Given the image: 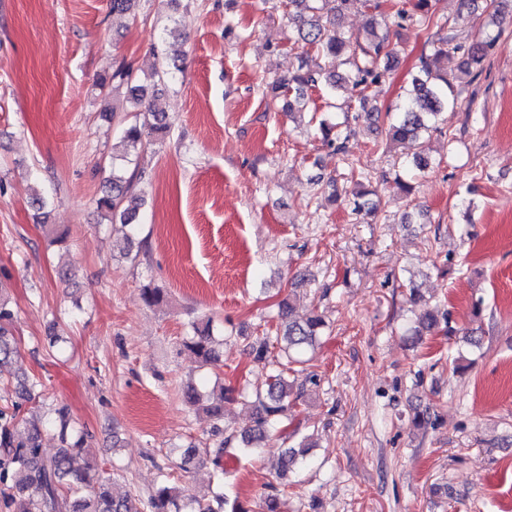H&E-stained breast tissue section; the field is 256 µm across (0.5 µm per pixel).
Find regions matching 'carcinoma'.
<instances>
[{"label": "carcinoma", "mask_w": 512, "mask_h": 512, "mask_svg": "<svg viewBox=\"0 0 512 512\" xmlns=\"http://www.w3.org/2000/svg\"><path fill=\"white\" fill-rule=\"evenodd\" d=\"M285 3L288 19L303 42L304 59L294 74L270 86L271 102L284 99V112L307 105L311 89L332 95L336 89L349 84L356 95L354 104L347 105L351 114L345 119H373L379 109L372 104L370 91L391 75L392 63L398 57L400 30L411 25L436 28L428 47L418 58L416 73L395 112L385 113L387 145L399 151L403 169V174L394 178V184L403 197H411L415 181L431 166V160L424 154L423 135L437 130L438 117L448 108L457 106L455 82L462 74L482 70L487 49L499 34L486 32L480 41L456 48L457 62L451 67L448 65L451 30L448 20L435 16L433 0L396 4L391 13L380 11V4L375 0H285ZM351 11L368 15L363 31L357 35L346 34L337 24L339 17ZM153 51L161 56L162 62L153 72L150 83L141 82L130 66H121L112 74V79L126 85V111L132 113V119L119 131L122 153L112 156L106 192L97 199V206L111 220L120 221L130 233L136 231V219L144 205L136 183L144 179L145 172L135 169L129 174L116 165V161L127 162L129 157L139 156L152 145L155 136L165 132L160 113L153 111L148 103L158 93V87L172 78L165 37H159ZM338 60L347 67L343 74L336 72ZM318 131L322 144L339 155L350 169V175H355L356 167L348 159L341 124L322 119ZM352 204V211L358 215L372 216L378 210V204L365 190L352 193ZM278 307L279 324L275 335L258 336L249 343L250 352L257 360L267 359L274 348L284 358L277 362L276 373L270 376L265 392L255 393L254 425L229 434L214 447L207 441L188 446L181 468L187 469L208 457L217 471L224 473L227 445L235 440L240 453H257L268 429L279 423L288 405L302 396L304 383L311 377L303 376V371L295 368L301 360L294 354L314 346L326 323L317 313L302 322L290 319L291 307L284 299ZM13 321L10 301L0 294V371L16 363ZM437 325L435 310L430 308L415 323L412 336L419 339ZM192 329L193 335L182 340V347L194 354L200 366L215 365L218 356L213 346L212 320L197 319L192 322ZM14 375L19 402L0 409V484L7 487L5 508L10 512H250L236 496L226 493L188 495L170 480L159 483L145 502L129 496L116 497L110 479L97 473L87 434L76 427L69 409L57 407L48 418L21 412L22 404L40 397L42 383L29 379L19 369ZM232 400L233 390L222 387L219 395L205 405L204 412L211 422L209 435L217 436L224 431V403ZM48 429L54 431L58 440V448L51 454L42 446L43 433ZM288 439L290 435H284L280 449L281 466L277 475L280 489L264 499L265 512H283L288 504L286 488L292 476L310 458L313 445L307 438L292 445L288 444Z\"/></svg>", "instance_id": "1"}]
</instances>
